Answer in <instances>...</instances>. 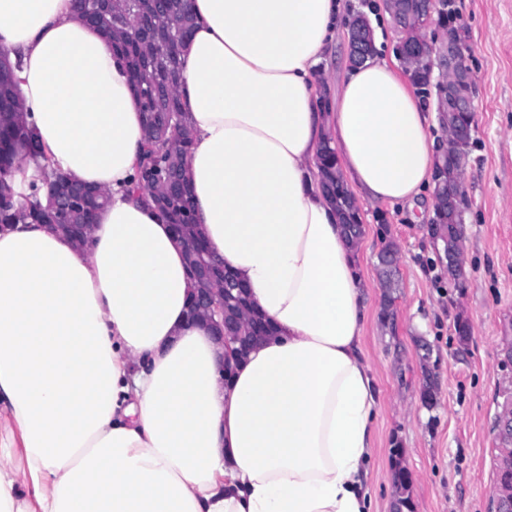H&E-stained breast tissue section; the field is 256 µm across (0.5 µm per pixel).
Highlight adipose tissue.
<instances>
[{
	"label": "adipose tissue",
	"instance_id": "1",
	"mask_svg": "<svg viewBox=\"0 0 512 512\" xmlns=\"http://www.w3.org/2000/svg\"><path fill=\"white\" fill-rule=\"evenodd\" d=\"M192 10L178 93L195 222L271 333L241 355L188 325L184 249L127 192L142 112L125 62L72 0H0V47L42 147L13 168L14 192L43 166L110 194L85 247L43 224L0 231V512L371 507L367 285L317 156L330 142L357 199L412 209L434 188L442 115L383 58L326 93L340 0Z\"/></svg>",
	"mask_w": 512,
	"mask_h": 512
}]
</instances>
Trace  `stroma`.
<instances>
[{
  "instance_id": "1",
  "label": "stroma",
  "mask_w": 512,
  "mask_h": 512,
  "mask_svg": "<svg viewBox=\"0 0 512 512\" xmlns=\"http://www.w3.org/2000/svg\"><path fill=\"white\" fill-rule=\"evenodd\" d=\"M473 76L474 127L464 174L466 277L438 260L428 224L388 204L361 206L357 271L368 283L364 350L379 390L372 512H393L397 469L412 479L414 512H489L498 441L495 417L512 394V0H456ZM398 248L395 329L379 320L383 238ZM470 334L459 340L458 321ZM432 346L423 356L420 342ZM437 405L420 399L425 372Z\"/></svg>"
}]
</instances>
